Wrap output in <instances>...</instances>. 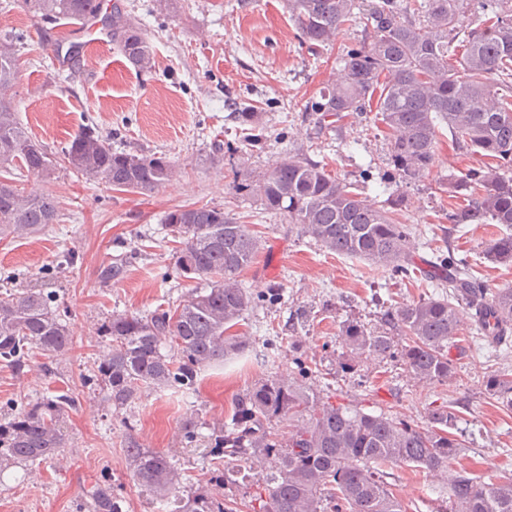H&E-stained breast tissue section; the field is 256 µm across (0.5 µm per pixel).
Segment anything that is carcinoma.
<instances>
[{
	"mask_svg": "<svg viewBox=\"0 0 512 512\" xmlns=\"http://www.w3.org/2000/svg\"><path fill=\"white\" fill-rule=\"evenodd\" d=\"M99 0H18L15 7L51 23L81 22ZM299 36L315 48L359 22L365 39L342 48V79L320 92L307 109L328 128L345 112H374L392 133L390 181L398 185L429 175L436 156L438 128L452 143L479 158L460 179L448 181V197L463 199L448 208V223L499 224L483 258L512 265V0H286ZM112 42L142 73L154 66L144 33L122 7L105 17ZM0 42V226L18 236L37 233L59 217L50 194L28 193L14 182L26 172L53 178L58 165L89 181L122 192L146 193L171 182L176 167L163 153L112 150L92 128L79 131L56 160L17 118L10 90L18 72L14 41ZM249 140L259 113H237ZM240 188L251 191L267 211L288 218L303 237L330 253L364 259L376 267L410 275L414 264L410 232L390 212L354 191L328 164L292 155L275 162ZM163 223L181 239L177 272L205 282L173 310L151 315L112 313L98 328L109 338L90 380L106 391L102 402L124 409L140 389L173 383L194 384L201 368L238 354L249 344L230 330L252 306L238 273L253 262L261 242L219 206L179 207ZM430 278L446 292L406 303L385 314L390 331L343 327L352 357H392L421 382L454 375L450 349L468 310L482 340L491 348L512 332V287L491 290L470 274L465 258H438ZM53 294L43 288H16L0 294V360L22 373L32 350L47 359L73 344L72 331ZM169 353H162L164 346ZM487 393L512 409V374L486 380ZM75 407L68 393L46 395L0 422V468L53 458L65 442L64 420ZM288 421V433L273 423ZM450 406L429 410L418 425L356 406L336 404L305 383L268 378L236 401L231 426L212 428L211 451L224 468L210 480L228 484L234 476L253 478L259 492L253 512H407L386 481L385 467L410 465L435 479L464 448L452 429ZM133 476L159 501L179 484L178 467L166 455L131 442L125 448ZM271 461L263 475L241 474L236 461ZM450 509L441 512H512V474L478 482L462 470L450 482ZM88 512H121L112 487L99 486ZM166 512H237L236 501L199 488L180 496Z\"/></svg>",
	"mask_w": 512,
	"mask_h": 512,
	"instance_id": "cac0c4a2",
	"label": "carcinoma"
}]
</instances>
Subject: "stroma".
<instances>
[{"mask_svg":"<svg viewBox=\"0 0 512 512\" xmlns=\"http://www.w3.org/2000/svg\"><path fill=\"white\" fill-rule=\"evenodd\" d=\"M119 2L152 47L151 72L136 73L112 43L85 52L78 68L60 65L47 44L70 39V24L37 22L23 11L0 9V35L21 37L12 97L33 138L57 154L91 124L114 150L162 152L178 170L175 180L146 194L120 192L63 168L48 183L25 177L26 190L57 198L59 221L27 236L0 235V293L39 284L54 291L75 342L48 373L39 354L21 374L0 361V407L63 391L76 398L77 407L57 457L0 474V512H77L104 483L111 485L122 512H158L159 502L138 484L126 460L128 440L176 463L177 494L207 486L214 469L208 437L213 427L230 424L237 396L273 376L295 380L303 365L311 370V387L368 413L421 425L429 408L451 406L465 448L450 471L464 467L478 480L512 472V410L485 391L488 376L512 371V353L502 356L485 347L465 320L450 351L454 376L418 383L395 359L371 357L346 369L350 352L341 337L352 321L381 330L386 310L434 293L435 284L420 271L433 253L450 247L467 257L472 274L489 288L512 287V265L482 257L500 225L469 224L448 232L450 200L442 185L462 176L473 158L440 128L429 177L400 188L405 201L393 216L411 230L417 273L404 277L327 252L298 235L282 215L264 210L239 184L286 154H302L328 163L362 196L387 206L384 182L392 169L386 128L373 113L353 112L325 129L307 110L338 78L337 57L344 46L361 41L362 26L312 50L282 0H168L163 7L157 0ZM240 102L259 112L260 142H247L235 117ZM202 205L234 214L261 241L254 262L238 275L255 299L237 327L250 344L201 368L192 388L146 389L131 407L104 408L99 388L83 380L107 346L96 328L112 312L166 310L198 288V281L176 272L177 244L163 217L177 207ZM122 256L123 273L102 282L101 270ZM191 416L198 425L189 440L182 424ZM387 481L410 512H437L441 500L422 474L394 466Z\"/></svg>","mask_w":512,"mask_h":512,"instance_id":"stroma-1","label":"stroma"}]
</instances>
